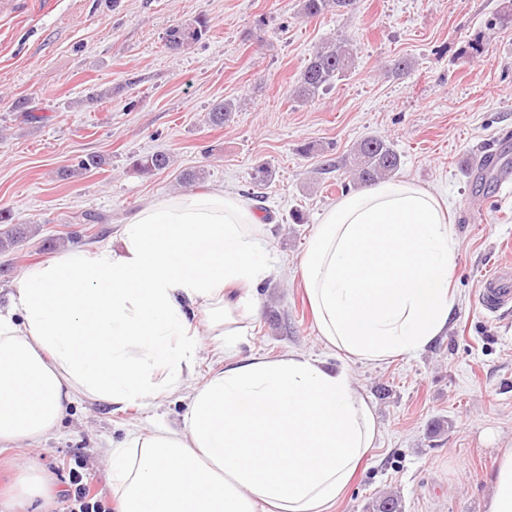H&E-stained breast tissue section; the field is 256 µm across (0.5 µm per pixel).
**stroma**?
Returning a JSON list of instances; mask_svg holds the SVG:
<instances>
[{"label": "stroma", "mask_w": 512, "mask_h": 512, "mask_svg": "<svg viewBox=\"0 0 512 512\" xmlns=\"http://www.w3.org/2000/svg\"><path fill=\"white\" fill-rule=\"evenodd\" d=\"M299 2L20 0L0 19V208L36 227L0 253L10 269L0 275V306L23 268L98 244L144 202L176 196L179 174L197 170L204 179L195 191L235 192L271 220L276 271L253 291L237 358L297 353L338 364L317 335L300 264L321 214L357 188L343 164L351 148L387 138L401 155L397 178L448 205L456 304L447 334L427 350L347 362L381 438L336 512H372L390 490L402 512H486L495 460L512 449V314L487 315L476 294L508 258L501 244L512 239V192L495 182L477 193L473 184L482 154L512 160V22H499L512 0H357L316 18ZM198 18L209 33L168 50L167 30ZM336 36L352 41L354 68L315 101L294 103L289 92L315 47ZM402 58L412 68L395 73ZM20 99L29 112L15 109ZM221 100L237 108L214 127L207 115ZM157 151L171 155L169 169L130 172L132 156ZM92 154L105 165L59 178ZM262 162L275 176L258 194L251 173ZM84 211L100 223H77ZM294 211L303 223H291ZM200 341L194 375L157 404L115 410L79 399L39 445L1 453L0 495L31 463L48 479L49 512L75 470L111 498V444L130 429L182 426L192 389L222 369L217 342L205 333Z\"/></svg>", "instance_id": "1"}]
</instances>
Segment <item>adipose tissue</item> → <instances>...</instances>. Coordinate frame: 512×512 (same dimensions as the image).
Returning <instances> with one entry per match:
<instances>
[{
  "mask_svg": "<svg viewBox=\"0 0 512 512\" xmlns=\"http://www.w3.org/2000/svg\"><path fill=\"white\" fill-rule=\"evenodd\" d=\"M457 241L405 179L323 214L300 265L322 340L346 359L424 351L447 328ZM273 271L260 218L216 188L144 203L114 236L25 268L0 307V452L36 444L84 397L144 405L192 377L200 308L226 351L179 428L108 449L116 512H335L380 428L347 369L237 359L239 310Z\"/></svg>",
  "mask_w": 512,
  "mask_h": 512,
  "instance_id": "adipose-tissue-1",
  "label": "adipose tissue"
}]
</instances>
